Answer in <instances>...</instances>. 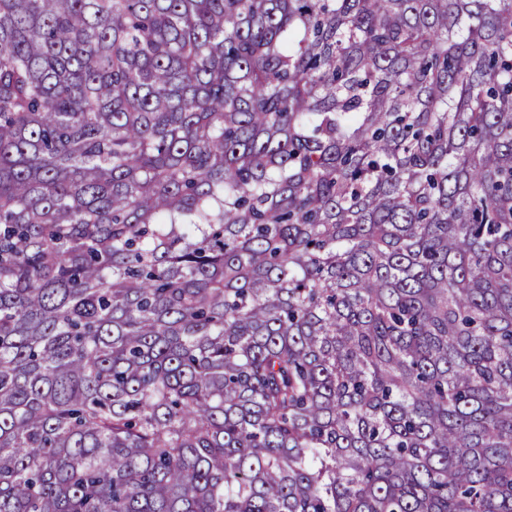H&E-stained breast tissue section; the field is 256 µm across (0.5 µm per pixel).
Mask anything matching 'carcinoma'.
<instances>
[{"instance_id":"cac0c4a2","label":"carcinoma","mask_w":512,"mask_h":512,"mask_svg":"<svg viewBox=\"0 0 512 512\" xmlns=\"http://www.w3.org/2000/svg\"><path fill=\"white\" fill-rule=\"evenodd\" d=\"M0 512H512V0H0Z\"/></svg>"}]
</instances>
